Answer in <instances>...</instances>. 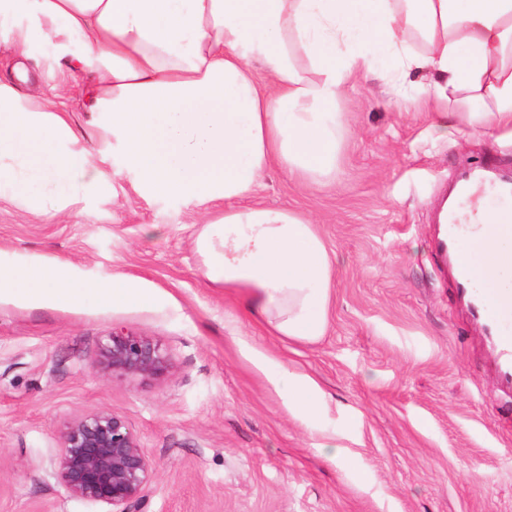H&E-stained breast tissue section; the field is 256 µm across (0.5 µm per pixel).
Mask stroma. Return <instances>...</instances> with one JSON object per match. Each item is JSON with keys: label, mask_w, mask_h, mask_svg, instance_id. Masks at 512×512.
Instances as JSON below:
<instances>
[{"label": "stroma", "mask_w": 512, "mask_h": 512, "mask_svg": "<svg viewBox=\"0 0 512 512\" xmlns=\"http://www.w3.org/2000/svg\"><path fill=\"white\" fill-rule=\"evenodd\" d=\"M24 63L22 93L57 96L92 134L87 73L58 69L52 45L20 58L0 44V78ZM376 75L337 102L350 128L336 181L300 184L270 170L250 201L308 214L337 257L326 333L268 335L202 273L196 238L223 203L146 198L104 138L90 144L113 178L107 197L76 194L62 211L0 196V253L49 258L87 279L138 281L157 300L34 307L0 297V512H103L56 477L64 427L87 413L124 418L153 461L142 512H512V392L494 345L436 254L433 214L464 167L512 169V131L449 126L420 89L408 98ZM147 336L170 359L159 377H117L100 347L112 330ZM326 394L307 424L271 382L278 367ZM335 437L336 459L319 446Z\"/></svg>", "instance_id": "35a3bbf8"}]
</instances>
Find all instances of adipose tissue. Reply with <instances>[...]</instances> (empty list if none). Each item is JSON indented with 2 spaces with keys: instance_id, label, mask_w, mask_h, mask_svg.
Masks as SVG:
<instances>
[{
  "instance_id": "adipose-tissue-1",
  "label": "adipose tissue",
  "mask_w": 512,
  "mask_h": 512,
  "mask_svg": "<svg viewBox=\"0 0 512 512\" xmlns=\"http://www.w3.org/2000/svg\"><path fill=\"white\" fill-rule=\"evenodd\" d=\"M0 37L24 56L53 39L59 67L95 74V127L144 197L224 202L196 239L204 275L292 341L324 336L337 259L305 214L240 200L273 167L335 180L346 125L336 104L352 75L377 73L383 56L426 69L427 98L454 103L460 123L512 128V0H0ZM76 190L107 196L113 183L62 109L0 81V196L63 210ZM474 235L466 225L461 247L481 272L477 288L512 295V235L477 252ZM2 294L41 305L155 300L133 280L0 257ZM273 382L290 411L316 420L315 380L284 369Z\"/></svg>"
}]
</instances>
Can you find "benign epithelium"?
I'll return each instance as SVG.
<instances>
[{
	"instance_id": "obj_1",
	"label": "benign epithelium",
	"mask_w": 512,
	"mask_h": 512,
	"mask_svg": "<svg viewBox=\"0 0 512 512\" xmlns=\"http://www.w3.org/2000/svg\"><path fill=\"white\" fill-rule=\"evenodd\" d=\"M100 353L116 376L158 377L169 369L165 351L146 336L114 331L107 335ZM56 475L76 498L105 505L108 512H139L153 463L128 423L100 410L65 428Z\"/></svg>"
}]
</instances>
